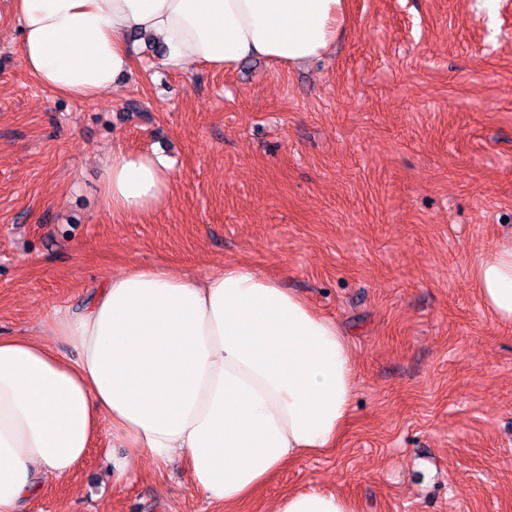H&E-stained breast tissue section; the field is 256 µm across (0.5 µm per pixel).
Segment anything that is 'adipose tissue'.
Listing matches in <instances>:
<instances>
[{"label":"adipose tissue","mask_w":512,"mask_h":512,"mask_svg":"<svg viewBox=\"0 0 512 512\" xmlns=\"http://www.w3.org/2000/svg\"><path fill=\"white\" fill-rule=\"evenodd\" d=\"M27 72L84 103L135 63L132 36L163 66L231 70L261 57L300 66L333 51L345 0H12ZM172 165L114 146L102 195L113 216L166 204ZM484 304L512 323V237L475 267ZM43 327L77 353L0 336V512H24L42 478L73 474L101 435L164 465L183 456L195 493L232 506L306 456L337 447L357 380L348 336L276 279L229 264L203 277L133 267ZM272 512H357L316 489Z\"/></svg>","instance_id":"adipose-tissue-1"}]
</instances>
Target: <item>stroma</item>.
Wrapping results in <instances>:
<instances>
[{
	"label": "stroma",
	"instance_id": "1",
	"mask_svg": "<svg viewBox=\"0 0 512 512\" xmlns=\"http://www.w3.org/2000/svg\"><path fill=\"white\" fill-rule=\"evenodd\" d=\"M136 66L77 105L26 72L0 0V336L41 337L101 276L245 263L351 339L357 388L338 447L289 466L237 512L293 491L360 512H512V324L474 267L512 236V0H346L333 52ZM173 163L167 204L112 220L113 143ZM101 437L25 512H214L186 464Z\"/></svg>",
	"mask_w": 512,
	"mask_h": 512
}]
</instances>
